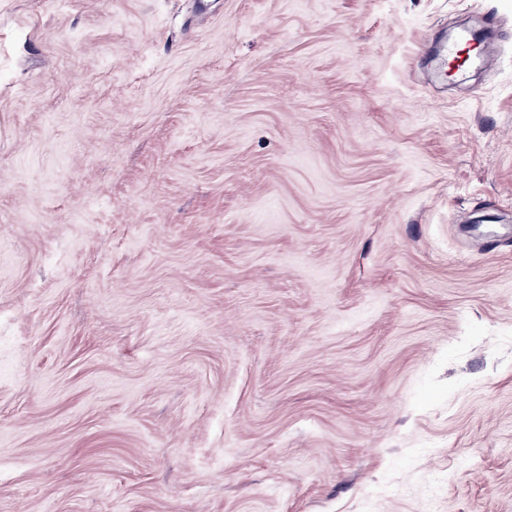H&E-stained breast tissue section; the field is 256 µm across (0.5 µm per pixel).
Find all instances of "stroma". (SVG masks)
<instances>
[{
  "label": "stroma",
  "instance_id": "1",
  "mask_svg": "<svg viewBox=\"0 0 512 512\" xmlns=\"http://www.w3.org/2000/svg\"><path fill=\"white\" fill-rule=\"evenodd\" d=\"M0 512H512V0H0Z\"/></svg>",
  "mask_w": 512,
  "mask_h": 512
}]
</instances>
